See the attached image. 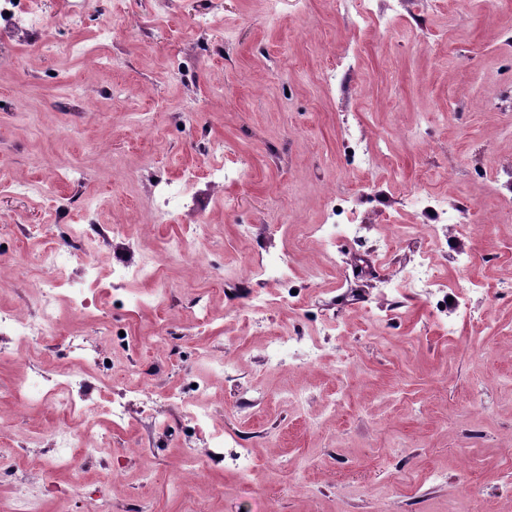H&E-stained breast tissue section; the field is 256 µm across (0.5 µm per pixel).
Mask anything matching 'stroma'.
I'll use <instances>...</instances> for the list:
<instances>
[{
  "label": "stroma",
  "instance_id": "35a3bbf8",
  "mask_svg": "<svg viewBox=\"0 0 512 512\" xmlns=\"http://www.w3.org/2000/svg\"><path fill=\"white\" fill-rule=\"evenodd\" d=\"M222 3L217 22L227 50L202 49L186 34L210 0H180L168 16L156 0H85L92 28L112 15L119 20L104 69H90L78 52L51 53L36 36L17 59L0 46V160L28 178L80 170L81 183L54 184L73 216L92 200L97 228L128 224L131 245L95 249L99 288L108 287L118 256L152 257L161 269L166 302L156 305L150 283L139 284L147 300L122 321L135 348L112 346L115 364L159 392L208 378L197 350L239 361L235 381H214L206 410L226 437L254 450L253 473L184 472L193 440L170 408L166 427L131 419L95 456L78 458L86 492L105 490L101 512H253L258 502L272 512H446L468 498L488 512H512V297L473 294L482 320L451 330L433 321L426 295L384 286L399 284L429 248L433 216L402 205L417 190L480 214L472 234L449 233L431 257L448 296L473 279L489 286L512 277V220L502 216L492 180L494 169L512 165V7L441 0L424 13L431 39L423 44L405 12L370 40L326 0H281L274 16L265 0ZM353 48L359 54L342 85H327L330 59ZM187 59L188 82L170 80L171 66ZM75 82L93 94L92 109L68 98ZM192 97L198 106L185 128L178 113ZM145 111L149 126L133 134V114ZM350 113L378 152L371 167L348 160ZM208 139L234 149L239 178L223 195L200 191L209 240L195 245L191 259L170 258L166 241L179 226L150 223L146 183L122 187L113 169L149 168L175 179L185 168L205 169ZM351 191L370 229L336 253L297 248L299 232L321 223L324 200ZM0 218L15 223L0 249V304L35 309V269L17 275L11 266L48 245L34 230L54 225L55 215L40 200L0 188ZM388 218L412 228L390 251L372 229ZM282 250L296 303L254 319L243 289L277 292L253 269ZM461 250L475 258L471 273L452 262ZM317 265L324 278H311ZM219 282L226 294L214 335L188 334L189 289L206 292ZM382 309L393 310L394 320L378 318ZM111 322L105 308L81 318L64 310L49 336L20 356H0L9 460L50 447L60 424L53 408L17 402L14 388L31 368L67 363L66 337L97 336ZM272 327L325 341L328 357L268 367L259 343ZM287 385L307 387L309 401L284 398ZM28 494L40 498L43 512H80L64 473H47Z\"/></svg>",
  "mask_w": 512,
  "mask_h": 512
}]
</instances>
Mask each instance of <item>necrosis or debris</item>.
I'll list each match as a JSON object with an SVG mask.
<instances>
[{"label":"necrosis or debris","mask_w":512,"mask_h":512,"mask_svg":"<svg viewBox=\"0 0 512 512\" xmlns=\"http://www.w3.org/2000/svg\"><path fill=\"white\" fill-rule=\"evenodd\" d=\"M48 21L40 7V0H0V36L12 37L22 42L24 37L46 33ZM206 152L211 161L205 172L188 169L178 179L160 177L153 181L150 190L149 212L154 223H170L174 214L191 215L193 226L190 237L177 236L171 239V250L180 251L190 247L191 239H202L208 234L205 216L192 215L191 204L195 199L199 181L207 183L215 192H223L226 184L238 178L236 167L224 161V146L208 142ZM7 185L16 195L42 199L60 215L59 234L64 237L66 247L49 246L33 258L36 266L44 272L37 286L38 312L25 316L15 309L0 306V339L17 342H35L46 336L54 320V313L60 299H68L73 314L80 315L102 305H116L125 302L140 303L142 296L133 292L131 285L136 281L159 282L158 267L153 262H116L112 265L111 289L106 295L93 294L89 285L97 281L98 271L91 254L95 248L83 222L73 220L69 210L64 209L50 182L35 178H7ZM410 208L434 213L435 224L431 225L429 238L432 248H439L449 229L460 232L470 231L469 221L459 217L456 209L450 208L439 199L422 193L408 197ZM360 223L354 209L353 195H346L340 201H329L325 223L313 226L312 233L324 248L335 249L339 236L355 233ZM80 260L81 272L78 279L56 278L58 269L66 267L73 260ZM262 356L271 366H285L297 360L304 364L317 363L323 357L319 341L304 336H291L282 332L267 333L262 346ZM110 374L121 385L123 393L118 398L99 404L85 398L83 379L80 371L67 372L65 379L55 378L43 370H35L17 388L20 400L28 406L49 404L62 417V424L56 431L53 446L46 452L26 454L19 469L28 482H38L47 472L65 469L73 474L74 489H81L83 477L75 472L73 461L81 453L96 450L95 437L85 429L74 428L80 418L104 415L112 427H120L132 416H140L153 426H160L156 401L145 390L133 383L125 369L112 367ZM207 383H198L192 391L181 388L168 390L163 398L178 405L194 432L201 434V452L186 453L184 463L188 469H197L201 462L209 460L225 465L238 473L245 474L254 467L250 449L244 448L235 439L225 438L223 431L212 429L210 416L198 399L205 395Z\"/></svg>","instance_id":"obj_1"}]
</instances>
